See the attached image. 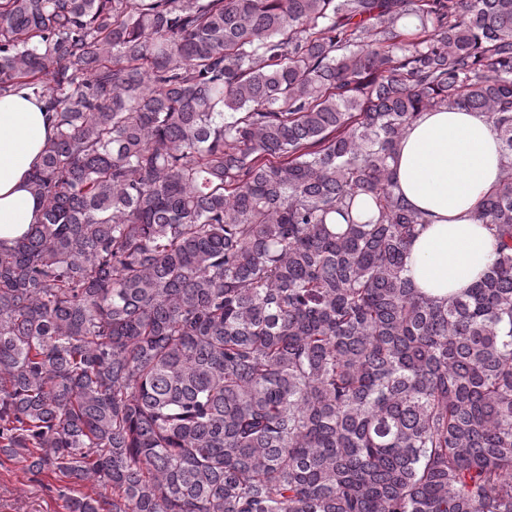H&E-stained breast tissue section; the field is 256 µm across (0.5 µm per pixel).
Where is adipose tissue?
<instances>
[{
    "mask_svg": "<svg viewBox=\"0 0 512 512\" xmlns=\"http://www.w3.org/2000/svg\"><path fill=\"white\" fill-rule=\"evenodd\" d=\"M55 133L51 113L29 90L0 96V243L21 239L38 221L30 176ZM505 162L492 124L476 111H424L400 139L395 190L426 221L406 256V274L428 297L471 286L494 260L497 241L476 212Z\"/></svg>",
    "mask_w": 512,
    "mask_h": 512,
    "instance_id": "1",
    "label": "adipose tissue"
}]
</instances>
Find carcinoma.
I'll list each match as a JSON object with an SVG mask.
<instances>
[{
  "instance_id": "obj_1",
  "label": "carcinoma",
  "mask_w": 512,
  "mask_h": 512,
  "mask_svg": "<svg viewBox=\"0 0 512 512\" xmlns=\"http://www.w3.org/2000/svg\"><path fill=\"white\" fill-rule=\"evenodd\" d=\"M16 86L57 134L0 244V457L70 512H512V0H0ZM441 106L509 163L436 303L391 162Z\"/></svg>"
}]
</instances>
